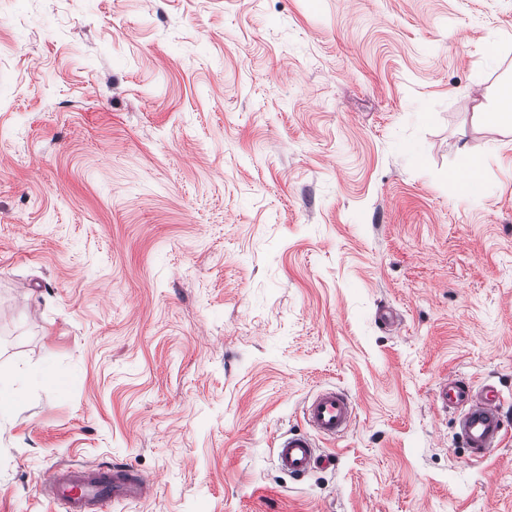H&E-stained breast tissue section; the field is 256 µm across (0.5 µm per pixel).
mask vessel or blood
<instances>
[{
    "mask_svg": "<svg viewBox=\"0 0 512 512\" xmlns=\"http://www.w3.org/2000/svg\"><path fill=\"white\" fill-rule=\"evenodd\" d=\"M443 407H461L456 421L458 435L473 459H483L501 443L505 420L498 390L491 385L472 391L461 379L450 378L439 388ZM356 417L352 397L332 388L317 392L303 408L306 431L279 437L276 444L280 468L301 479L317 468L333 464L332 455L320 452L319 440H333L351 428ZM66 512H101L111 502H133L144 498L148 479L132 466L113 468L58 467L42 481Z\"/></svg>",
    "mask_w": 512,
    "mask_h": 512,
    "instance_id": "obj_1",
    "label": "vessel or blood"
}]
</instances>
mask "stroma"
<instances>
[{"label": "stroma", "mask_w": 512, "mask_h": 512, "mask_svg": "<svg viewBox=\"0 0 512 512\" xmlns=\"http://www.w3.org/2000/svg\"><path fill=\"white\" fill-rule=\"evenodd\" d=\"M510 78L512 0H0V512L86 464L153 482L107 512H512L437 396L512 421ZM512 100V84L507 83L499 88L496 104L486 111H482V115L485 120L507 126L511 130L512 125V113L511 108L505 109L503 107L505 101ZM356 417L352 397L337 388L324 389L309 399L303 408L307 432H288L280 436L276 444L280 468L294 478H304L316 468L333 464L334 456L320 452L317 438L336 440L346 434Z\"/></svg>", "instance_id": "obj_1"}]
</instances>
